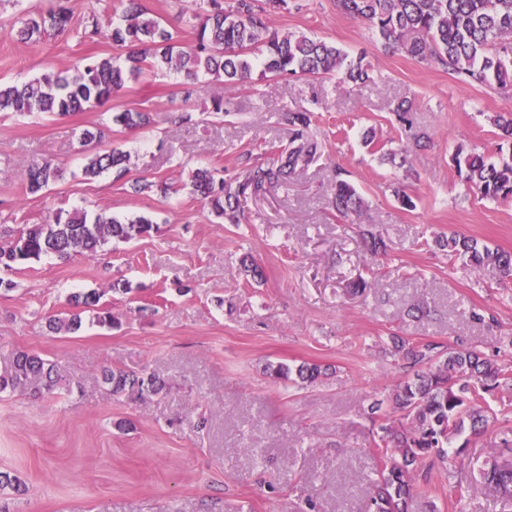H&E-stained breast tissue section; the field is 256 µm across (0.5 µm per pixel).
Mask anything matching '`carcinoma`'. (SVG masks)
Here are the masks:
<instances>
[{
	"label": "carcinoma",
	"instance_id": "cac0c4a2",
	"mask_svg": "<svg viewBox=\"0 0 512 512\" xmlns=\"http://www.w3.org/2000/svg\"><path fill=\"white\" fill-rule=\"evenodd\" d=\"M352 19L368 22L383 48L403 52L445 69L455 79L483 85L501 94L512 93V0H333ZM300 4L291 0H194L195 38L184 46L174 40L165 22L141 0H125L123 9H103L104 22L92 14L89 36L104 34L124 50L119 57L87 55L71 69L51 71L24 84L0 83V112L50 113L69 116L112 100L130 81H137L156 68L183 72L192 80L235 85L252 76L272 81L298 75L322 78L339 73L353 84L373 80L364 56H350L331 42L304 33L281 32L274 16ZM73 27V14L66 0L44 11L22 10L11 38L38 43ZM288 126V146L272 147L267 163L239 155V171L222 177L207 166L191 172V192L210 206L216 218L240 221V202L260 197L277 185H286L297 170L308 165L320 145L314 135L315 111L294 107L282 112ZM148 113L122 108L112 112V124L124 130L143 128ZM494 123L506 139L499 158L490 160L476 149L456 148L452 157L466 192L489 200L512 198V115H497ZM104 137L101 128L85 129L80 136L84 153L82 174L93 180L104 173L121 180L130 172L131 155L117 147L97 149ZM60 170L46 160L27 170L23 187L37 194L54 184ZM137 193H176L172 183L136 180ZM336 213L356 225V233L370 255L385 254L388 245L370 224L361 222L365 203L357 187L336 171L332 185ZM155 230L152 220L139 215L119 219L104 209L91 214L86 209L60 210L48 224H30L15 234L0 237V269L13 271L45 255L62 260L75 253L96 256L114 241H128ZM433 243L447 255L465 260L475 270H488L500 278L512 277V252L492 249L477 240L455 233L439 235ZM95 291L69 298L70 314L48 321L49 331L67 335L77 331L82 314L98 312V322L113 323L110 312L100 310ZM394 352L412 375L395 390L391 412L381 417L371 451L378 462L373 492L365 512H409L416 472L425 460L442 463L459 455L467 443L454 442L470 424L477 434L497 417L487 395L512 386V367L499 364L475 347L461 343L444 346L425 341H401ZM266 374L274 380L296 376L312 384L327 368L304 363L296 370L269 365ZM102 379L112 393L145 399L162 392L164 383L153 375L130 374L120 369L102 370ZM60 377L54 365L36 353L21 351L10 366L0 371V393L23 391L31 386L54 391ZM481 481L501 498L512 501V461L494 459L479 471Z\"/></svg>",
	"mask_w": 512,
	"mask_h": 512
}]
</instances>
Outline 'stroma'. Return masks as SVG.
Returning <instances> with one entry per match:
<instances>
[{
  "label": "stroma",
  "instance_id": "obj_1",
  "mask_svg": "<svg viewBox=\"0 0 512 512\" xmlns=\"http://www.w3.org/2000/svg\"><path fill=\"white\" fill-rule=\"evenodd\" d=\"M163 17L178 42L195 36L188 0H143ZM301 10L280 12L277 28L335 43L365 55L374 79L354 85L341 77H294L247 82L228 89H190L183 75L148 73L112 101L150 113L151 125L116 132L111 115L95 107L68 117L0 112V228L43 224L55 212L99 207L124 219L150 216L157 229L128 242H112L101 256L47 255L25 268L0 273V371L21 350L54 363L61 377L51 393H0V471L29 491L0 488L8 512H294L314 499L320 512H360L375 478L370 450V408L390 410L389 396L403 380L390 355L394 339L448 344L464 340L499 362L512 336V280L479 272L438 251L433 238L450 232L512 252V200L466 193L451 156L457 145L494 153L500 142L492 118L512 113V97L457 81L444 69L385 51L371 27L353 20L333 0H300ZM18 14L0 0V82L17 83L71 68L84 56L119 55L107 39L84 41L77 32L38 44L12 40ZM223 95L217 114L211 100ZM412 101L414 125L430 140L416 146L398 126L392 108ZM316 111L322 148L288 184L243 201L242 223H217L189 189L197 165L234 172L239 152L259 158L288 140L283 107ZM191 112L186 124L174 111ZM105 129L103 148L130 152L127 177L87 180L79 135ZM404 148L397 168L367 148ZM53 158L63 177L49 191L30 195L23 172ZM364 195L366 222L391 247L370 261L350 225L330 206L336 170ZM180 183L177 194L134 193L139 178ZM415 206L403 208L398 193ZM251 254L262 283L239 273ZM371 290L352 293L357 278ZM101 293L112 325L95 312L79 331L55 335L48 321L64 316L73 292ZM429 319L410 316L414 304ZM496 319L473 323L471 309ZM328 366L312 386L274 381L266 364ZM118 368L155 375L159 395L114 396L101 372ZM490 403L501 419L469 436L456 467L460 497L448 494L438 466L424 464L420 482L436 512H512L472 469L512 444V390Z\"/></svg>",
  "mask_w": 512,
  "mask_h": 512
}]
</instances>
